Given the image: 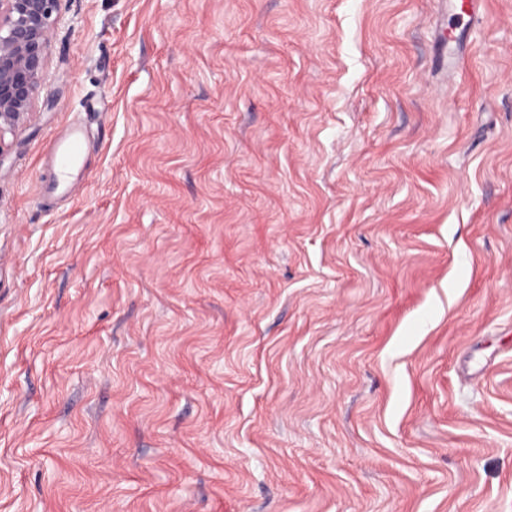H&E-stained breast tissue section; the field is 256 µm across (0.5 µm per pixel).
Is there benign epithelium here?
Here are the masks:
<instances>
[{"mask_svg": "<svg viewBox=\"0 0 512 512\" xmlns=\"http://www.w3.org/2000/svg\"><path fill=\"white\" fill-rule=\"evenodd\" d=\"M62 0H0V133L18 129L44 79Z\"/></svg>", "mask_w": 512, "mask_h": 512, "instance_id": "obj_1", "label": "benign epithelium"}]
</instances>
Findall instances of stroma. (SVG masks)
I'll return each mask as SVG.
<instances>
[{"label": "stroma", "mask_w": 512, "mask_h": 512, "mask_svg": "<svg viewBox=\"0 0 512 512\" xmlns=\"http://www.w3.org/2000/svg\"><path fill=\"white\" fill-rule=\"evenodd\" d=\"M481 12L64 0L0 137V512H512V0ZM82 135L80 129L74 128L65 138L54 141L50 156L53 162L60 165L63 170H68L77 164L83 150Z\"/></svg>", "instance_id": "obj_1"}]
</instances>
